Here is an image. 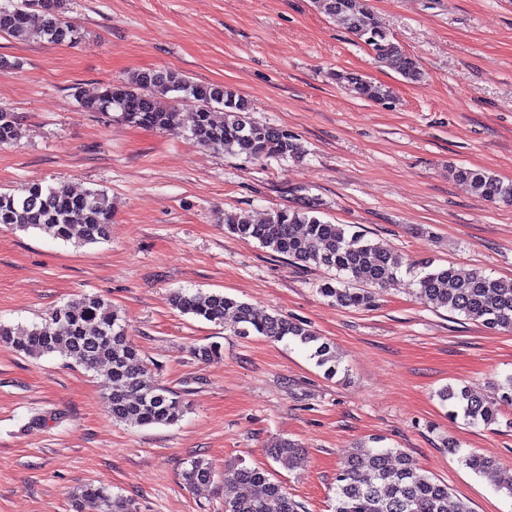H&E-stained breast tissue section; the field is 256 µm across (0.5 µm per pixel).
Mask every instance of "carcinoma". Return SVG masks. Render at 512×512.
<instances>
[{"label": "carcinoma", "mask_w": 512, "mask_h": 512, "mask_svg": "<svg viewBox=\"0 0 512 512\" xmlns=\"http://www.w3.org/2000/svg\"><path fill=\"white\" fill-rule=\"evenodd\" d=\"M67 0H9L0 4V35L22 39L37 31L50 44L76 42L79 33L63 18ZM325 15L339 20L356 40L373 52L378 62L414 83L420 80L417 61L408 56L374 22L363 0H315ZM360 98L373 102L390 99V91L361 76L337 73ZM89 112H114L121 121L139 127L168 131L179 129L178 106L191 104L194 121L190 139L203 146H218L245 160L299 159L304 148L299 139L253 116L250 103L234 89L202 85L171 70H144L127 82L106 85L96 96L78 99ZM19 136L14 116L0 110V144ZM455 178L480 198L512 204V184L479 169L456 167ZM224 224L243 239H252L272 252L304 266H323L336 271L320 293L342 308L374 306L372 292L354 287L365 283L387 288L407 274L417 298L434 308L457 313L494 329L512 331V282L483 270L464 276L448 266H404L395 251L380 247L347 224H332L317 216L307 204L278 210L265 222L253 224L244 215L224 212ZM0 225L19 231L38 230L55 240L81 245L106 242L112 235V202L98 189L74 193L67 187L30 183L19 193L0 192ZM172 303L183 314L220 325L239 336L260 335L274 341L291 338L314 348L313 357L325 373H338L339 361L326 342L277 313L257 318L252 307L221 292L203 293L178 289ZM0 343L30 357L56 356L73 360L109 382L105 396L112 419L131 427L170 426L187 411L177 392L161 385L148 368L140 350L127 335L126 325L112 304L99 296L83 295L55 308L50 322L27 329L0 324ZM500 396L488 400L465 387L440 391L451 414L471 423H495L498 405H512V375L499 385ZM271 459L284 468L300 467L302 451L291 441L267 449ZM465 465L476 473L494 467L492 461L472 452ZM184 484L196 489L215 480V471L203 459H195L183 471ZM224 481L241 492L224 502V512H299L300 504L273 479L267 470L230 464ZM448 485L421 472L410 455L400 448H374L345 456L337 469L333 512H448ZM76 512H133L129 499L103 486H86L74 495Z\"/></svg>", "instance_id": "cac0c4a2"}]
</instances>
